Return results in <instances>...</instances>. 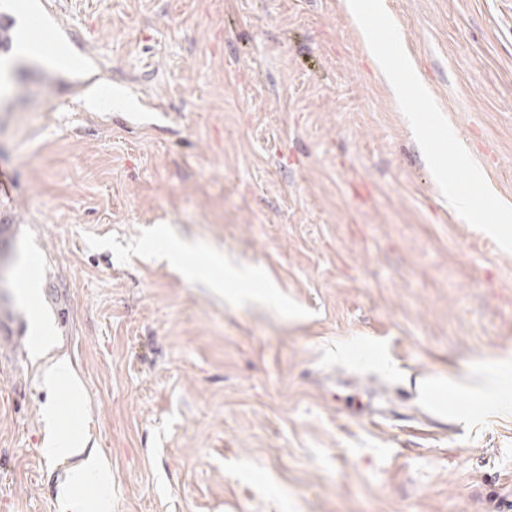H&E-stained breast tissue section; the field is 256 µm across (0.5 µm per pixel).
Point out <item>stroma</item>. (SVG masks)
I'll list each match as a JSON object with an SVG mask.
<instances>
[{"label":"stroma","mask_w":512,"mask_h":512,"mask_svg":"<svg viewBox=\"0 0 512 512\" xmlns=\"http://www.w3.org/2000/svg\"><path fill=\"white\" fill-rule=\"evenodd\" d=\"M512 205V0H383ZM90 91L0 89V512H512V253L449 208L347 0H60ZM168 112L128 128L114 84ZM81 383L48 388L43 345ZM45 448L51 456L67 462L73 460L66 479L58 486V496L64 510L82 512H112V499L109 492L110 475L107 464L96 448H88L87 443L74 439L64 430L56 433ZM92 485L95 493L84 497L77 495L76 489Z\"/></svg>","instance_id":"35a3bbf8"}]
</instances>
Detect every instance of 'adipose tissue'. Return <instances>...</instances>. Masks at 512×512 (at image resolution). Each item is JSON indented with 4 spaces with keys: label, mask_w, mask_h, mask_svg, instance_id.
Listing matches in <instances>:
<instances>
[{
    "label": "adipose tissue",
    "mask_w": 512,
    "mask_h": 512,
    "mask_svg": "<svg viewBox=\"0 0 512 512\" xmlns=\"http://www.w3.org/2000/svg\"><path fill=\"white\" fill-rule=\"evenodd\" d=\"M49 453L69 464L58 486L64 512H112L109 468L97 449L61 431L51 439Z\"/></svg>",
    "instance_id": "adipose-tissue-1"
}]
</instances>
